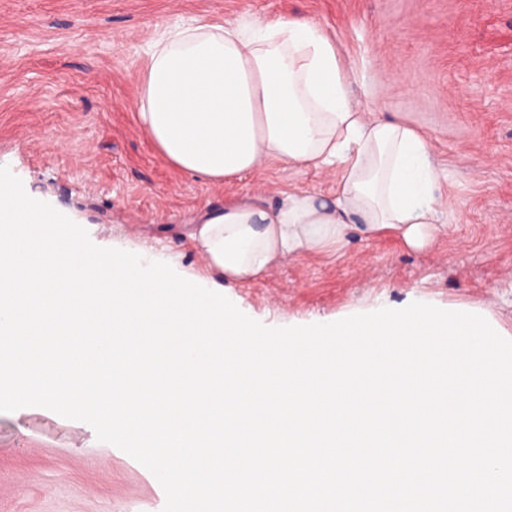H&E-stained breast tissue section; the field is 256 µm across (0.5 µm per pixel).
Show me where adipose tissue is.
<instances>
[{
    "label": "adipose tissue",
    "instance_id": "obj_1",
    "mask_svg": "<svg viewBox=\"0 0 512 512\" xmlns=\"http://www.w3.org/2000/svg\"><path fill=\"white\" fill-rule=\"evenodd\" d=\"M138 123L175 169L221 184L270 160L327 170L336 188L247 196L189 233L221 280L288 257L339 252L390 232L418 247L436 231L438 170L426 135L363 111L332 37L305 17L168 28L148 45Z\"/></svg>",
    "mask_w": 512,
    "mask_h": 512
}]
</instances>
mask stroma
Wrapping results in <instances>:
<instances>
[{"instance_id":"35a3bbf8","label":"stroma","mask_w":512,"mask_h":512,"mask_svg":"<svg viewBox=\"0 0 512 512\" xmlns=\"http://www.w3.org/2000/svg\"><path fill=\"white\" fill-rule=\"evenodd\" d=\"M299 15L334 38L368 112L425 132L443 175L440 233L382 234L339 256L289 258L232 285L268 327L332 322L422 296L477 308L512 336V0H0V166L96 246H173L206 211L288 188L329 193L332 172L272 162L217 186L172 168L134 106L147 44L196 19ZM164 491L91 426L41 407L0 412V512H162Z\"/></svg>"}]
</instances>
